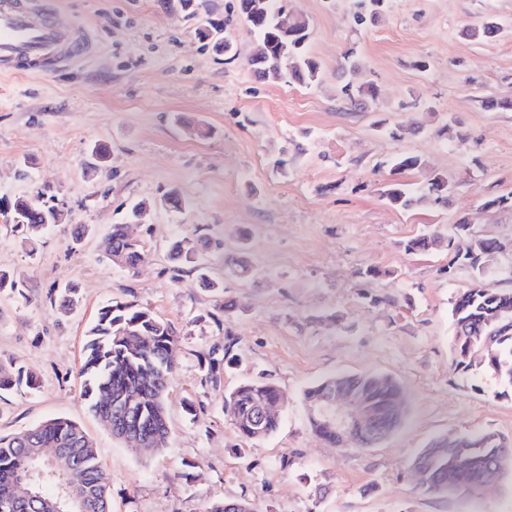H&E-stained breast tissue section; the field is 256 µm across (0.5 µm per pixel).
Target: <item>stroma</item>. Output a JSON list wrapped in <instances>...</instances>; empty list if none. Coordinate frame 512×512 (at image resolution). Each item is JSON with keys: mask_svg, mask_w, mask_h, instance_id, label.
I'll return each instance as SVG.
<instances>
[{"mask_svg": "<svg viewBox=\"0 0 512 512\" xmlns=\"http://www.w3.org/2000/svg\"><path fill=\"white\" fill-rule=\"evenodd\" d=\"M53 2L81 24L84 59L47 75H0V199L49 186L65 214L33 255L0 218V269L26 284L25 297L0 293V362L36 374L34 389L0 393V435L57 417L81 424L110 478L112 512H203L241 498L253 512H512V470L481 492L437 498L410 466L451 432L512 441V388L453 364L449 310L471 269L444 247L403 248L466 220L505 243L486 281L512 289V209L485 205L512 194V106H483L487 97L512 103V0H387L362 27L355 0H291L321 68L310 86L254 75V37L236 0H194L189 17L164 0ZM488 15L501 23L497 37L467 38L466 25ZM213 25L235 42L234 57L204 48L198 32ZM351 46L357 81L378 89L376 111L337 94ZM449 123L456 137L444 133ZM197 124L208 138L194 135ZM98 144L109 151L99 173ZM402 155L422 167L392 173ZM437 173L453 185L447 204L404 211L381 196L389 182L423 187ZM173 191L182 207L168 202ZM138 202L147 219L128 226L146 259L131 274L101 243ZM74 224L93 232L74 241ZM182 237L206 240L198 262L223 291L200 288L190 269L173 272L169 245ZM241 251L248 279L224 273L225 258ZM367 266L380 277H359ZM68 283L81 289L74 310L47 298ZM115 301L150 309L181 334L169 436L157 452L116 440L80 396L86 329ZM228 301L237 305L229 315ZM334 312L342 326L326 325ZM228 331L239 361L219 387L201 385L199 359ZM364 372L403 384L406 421L377 447H332L311 432L303 392ZM262 374L285 408L278 432L253 441L225 417L224 395Z\"/></svg>", "mask_w": 512, "mask_h": 512, "instance_id": "stroma-1", "label": "stroma"}]
</instances>
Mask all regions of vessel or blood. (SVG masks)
Returning <instances> with one entry per match:
<instances>
[{"label": "vessel or blood", "mask_w": 512, "mask_h": 512, "mask_svg": "<svg viewBox=\"0 0 512 512\" xmlns=\"http://www.w3.org/2000/svg\"><path fill=\"white\" fill-rule=\"evenodd\" d=\"M80 27L63 26L51 10L29 0H0V72L47 74L79 55Z\"/></svg>", "instance_id": "b4317fda"}]
</instances>
